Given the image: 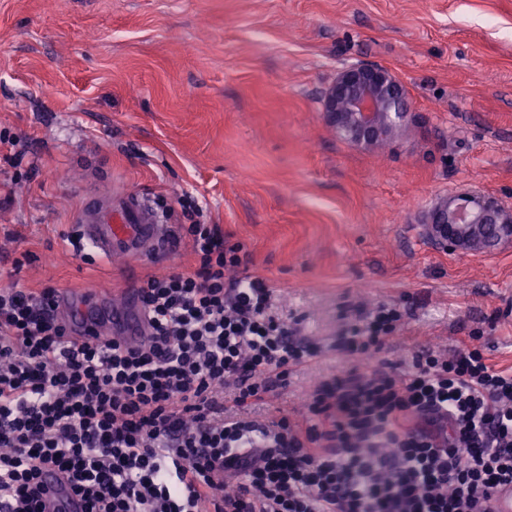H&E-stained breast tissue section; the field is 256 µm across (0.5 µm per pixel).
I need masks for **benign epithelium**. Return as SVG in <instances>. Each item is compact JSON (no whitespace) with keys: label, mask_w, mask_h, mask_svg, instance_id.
<instances>
[{"label":"benign epithelium","mask_w":512,"mask_h":512,"mask_svg":"<svg viewBox=\"0 0 512 512\" xmlns=\"http://www.w3.org/2000/svg\"><path fill=\"white\" fill-rule=\"evenodd\" d=\"M324 119L344 139L378 150L419 128L408 91L389 69L351 63L336 71L323 97ZM433 240L450 251L491 252L512 239V205L494 196H454L429 216Z\"/></svg>","instance_id":"obj_1"}]
</instances>
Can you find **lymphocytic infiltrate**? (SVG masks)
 Returning a JSON list of instances; mask_svg holds the SVG:
<instances>
[{"mask_svg": "<svg viewBox=\"0 0 512 512\" xmlns=\"http://www.w3.org/2000/svg\"><path fill=\"white\" fill-rule=\"evenodd\" d=\"M195 262L140 287L146 339L70 337L57 291L0 288V512H41L39 472L87 512H482L512 484V369L477 346L370 366L400 319L357 310L332 345L357 363L301 415L259 419L325 351L240 274V245L185 224Z\"/></svg>", "mask_w": 512, "mask_h": 512, "instance_id": "obj_1", "label": "lymphocytic infiltrate"}]
</instances>
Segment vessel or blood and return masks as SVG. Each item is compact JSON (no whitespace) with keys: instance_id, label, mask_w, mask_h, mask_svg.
<instances>
[{"instance_id":"vessel-or-blood-1","label":"vessel or blood","mask_w":512,"mask_h":512,"mask_svg":"<svg viewBox=\"0 0 512 512\" xmlns=\"http://www.w3.org/2000/svg\"><path fill=\"white\" fill-rule=\"evenodd\" d=\"M74 222L84 241L96 254L140 257L167 247L172 231L164 224L156 207L138 194L115 195L92 189L83 199ZM142 301L137 290L124 292L121 300L97 286L76 291H60L56 311L70 331L91 340L109 331L128 343H139L147 334L141 315ZM41 481L46 489L44 512H85V503L70 482L56 470L44 469Z\"/></svg>"}]
</instances>
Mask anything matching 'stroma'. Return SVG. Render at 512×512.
<instances>
[{"mask_svg": "<svg viewBox=\"0 0 512 512\" xmlns=\"http://www.w3.org/2000/svg\"><path fill=\"white\" fill-rule=\"evenodd\" d=\"M345 62L392 69L422 124L378 152L334 133L324 87ZM0 270L34 290L120 298L188 266L192 248L87 263L66 242L96 156L105 188L169 205L241 243L274 312L331 344L358 307L403 315L401 361L480 337L512 368V242L491 254L429 240L458 195L512 203V0H0ZM353 358L297 370L274 409Z\"/></svg>", "mask_w": 512, "mask_h": 512, "instance_id": "stroma-1", "label": "stroma"}]
</instances>
